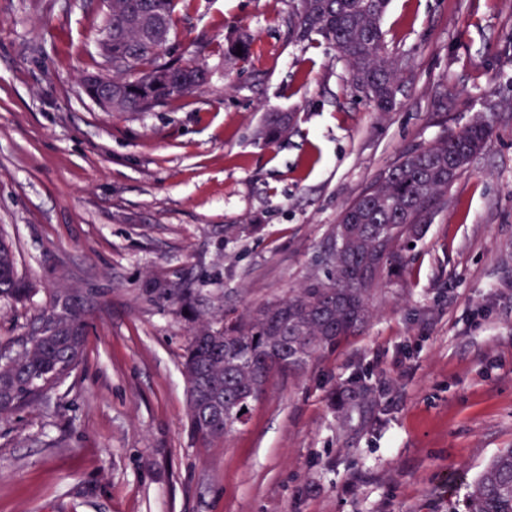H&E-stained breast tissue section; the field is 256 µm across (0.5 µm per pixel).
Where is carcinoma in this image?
I'll return each instance as SVG.
<instances>
[{
    "label": "carcinoma",
    "mask_w": 512,
    "mask_h": 512,
    "mask_svg": "<svg viewBox=\"0 0 512 512\" xmlns=\"http://www.w3.org/2000/svg\"><path fill=\"white\" fill-rule=\"evenodd\" d=\"M195 0H102L99 57L85 77L87 93L114 112H150L186 96L209 79L210 42L192 51L175 44L182 16ZM290 35L296 43L319 37L347 67L351 87L378 112L396 107L404 53L388 49L382 18L390 0H290ZM256 37L229 33L219 46L234 67L254 54ZM242 55H237V50ZM295 125L286 112H268L254 131L269 146L288 138ZM490 126L476 120L427 146L406 150L387 173L343 208L327 235L329 263L312 270L288 295L256 307L217 314L201 307L199 292L150 281L141 292L186 314L192 322L181 361L187 386L189 426L207 447L246 425L252 402L275 374L304 371L310 363L358 335L369 322L382 283L406 271L409 244L423 235L433 207L455 178L448 159L484 147ZM260 225H224V240L256 233ZM34 288L19 276L12 248L0 241V298L30 299ZM90 302L74 290L56 295L42 337L12 362L0 363V418L46 399L80 362L82 319ZM370 394L361 380L331 392V405L352 410ZM465 512H512V448H501L470 487Z\"/></svg>",
    "instance_id": "carcinoma-1"
}]
</instances>
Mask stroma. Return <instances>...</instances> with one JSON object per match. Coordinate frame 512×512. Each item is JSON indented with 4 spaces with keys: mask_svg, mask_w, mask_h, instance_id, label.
<instances>
[{
    "mask_svg": "<svg viewBox=\"0 0 512 512\" xmlns=\"http://www.w3.org/2000/svg\"><path fill=\"white\" fill-rule=\"evenodd\" d=\"M100 0H0V236L29 301L0 299V342L59 290L93 309L77 369L0 420V512H464L512 447V0H391L412 64L375 111L319 41L288 39V0H196L181 47L257 37L233 72L154 112H107L82 87ZM298 116L254 145L263 112ZM492 134L435 208L399 283L336 352L270 379L246 426L203 448L180 372L188 324L151 279L255 307L307 278L346 203L407 149L477 118ZM228 224L259 234L224 239ZM358 377L365 411L329 392Z\"/></svg>",
    "mask_w": 512,
    "mask_h": 512,
    "instance_id": "35a3bbf8",
    "label": "stroma"
}]
</instances>
